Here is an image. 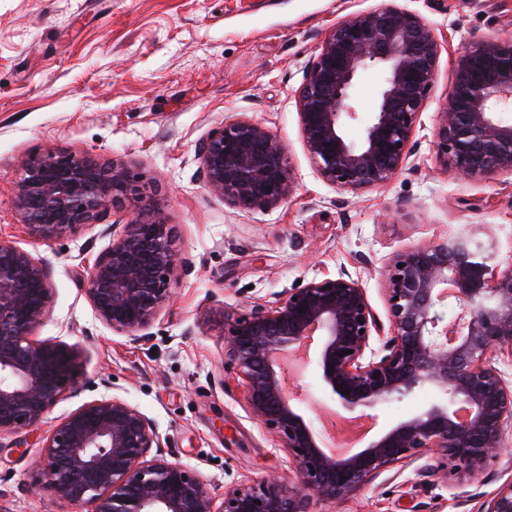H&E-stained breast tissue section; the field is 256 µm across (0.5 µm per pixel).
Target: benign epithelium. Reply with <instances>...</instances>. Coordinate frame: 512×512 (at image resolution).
<instances>
[{
  "label": "benign epithelium",
  "instance_id": "benign-epithelium-1",
  "mask_svg": "<svg viewBox=\"0 0 512 512\" xmlns=\"http://www.w3.org/2000/svg\"><path fill=\"white\" fill-rule=\"evenodd\" d=\"M441 45L433 27L396 0L344 18L325 35L296 90L299 127L317 174L345 192L389 183L417 141L419 115L434 87ZM381 75L373 112H358L354 90ZM512 36L475 37L453 59L445 119L434 146L456 174L480 179L512 172ZM359 122L354 141L346 128ZM206 185L240 209L290 197L296 177L287 147L267 126L224 122L200 151ZM140 194L138 175L120 162L66 152L29 158L15 187L24 222L42 240L96 224L109 208ZM494 245L470 231L398 254L385 270L388 323L373 311L359 280L334 278L290 288L224 328V368L244 382L251 415L283 441L297 476L248 480L224 488L216 504L197 472L164 449L149 417L102 395L46 437L38 467L57 499L80 512H315L319 500L355 496L381 474L431 455L426 473L463 482L504 458L512 426V383L496 366L512 355V267L493 274ZM178 255L175 232L151 202L126 217L111 247L87 273L97 317L141 341L170 299ZM53 299L40 258L0 240V436L40 426L50 409L78 391L81 360L61 340L38 339ZM461 313L448 321V305ZM312 362L342 408L362 415L424 386L441 401L386 428L359 451L330 453L285 387L280 354L313 335ZM381 338L374 347V337ZM482 512H512V479Z\"/></svg>",
  "mask_w": 512,
  "mask_h": 512
}]
</instances>
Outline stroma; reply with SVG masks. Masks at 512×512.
Instances as JSON below:
<instances>
[{
	"label": "stroma",
	"instance_id": "1",
	"mask_svg": "<svg viewBox=\"0 0 512 512\" xmlns=\"http://www.w3.org/2000/svg\"><path fill=\"white\" fill-rule=\"evenodd\" d=\"M382 0H0V239L41 258L54 288L36 331L75 346L83 388L54 405L49 434L82 404L107 394L153 420L181 463L215 499L225 487L296 475L280 438L252 418L241 378L224 368V322L287 289L349 271L378 315L384 269L409 248L467 229L512 266V174L467 180L447 170L434 134L448 102L452 60L473 35L512 34V0H401L441 43L437 76L419 119L418 145L388 184L358 194L316 173L299 128L295 90L328 30ZM269 127L288 147L294 193L239 209L204 183L198 151L225 120ZM65 151L129 165L176 234L169 302L132 341L98 319L86 275L112 244V214L65 237L28 231L14 188L30 156ZM310 419L340 405L316 369L295 381ZM37 444L0 440V512H66L41 478ZM432 456L387 472L317 512H479L512 468L452 487L426 475Z\"/></svg>",
	"mask_w": 512,
	"mask_h": 512
}]
</instances>
